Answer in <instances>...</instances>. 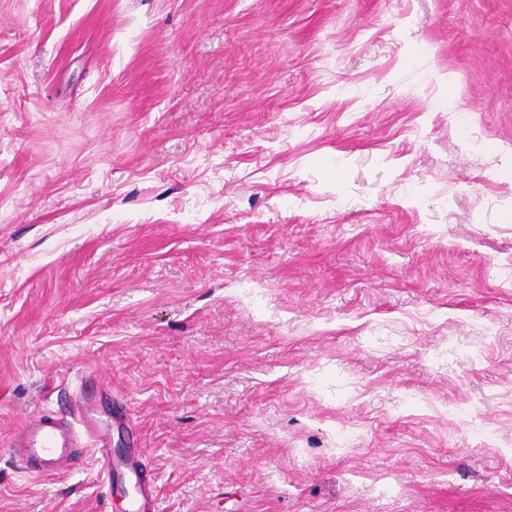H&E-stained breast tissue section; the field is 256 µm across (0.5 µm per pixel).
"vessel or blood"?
<instances>
[{"instance_id": "1", "label": "vessel or blood", "mask_w": 512, "mask_h": 512, "mask_svg": "<svg viewBox=\"0 0 512 512\" xmlns=\"http://www.w3.org/2000/svg\"><path fill=\"white\" fill-rule=\"evenodd\" d=\"M93 400L84 383H77L69 415L45 411L27 422L12 438L14 456L27 470L42 475L72 465L90 443L98 454L102 474L112 477L115 464L110 438L91 411ZM130 466L141 489L139 498L131 504V512H160L158 499L147 483L145 466L135 459Z\"/></svg>"}]
</instances>
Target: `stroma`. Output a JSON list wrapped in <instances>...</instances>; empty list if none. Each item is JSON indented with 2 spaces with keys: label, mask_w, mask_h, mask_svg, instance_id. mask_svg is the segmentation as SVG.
Masks as SVG:
<instances>
[{
  "label": "stroma",
  "mask_w": 512,
  "mask_h": 512,
  "mask_svg": "<svg viewBox=\"0 0 512 512\" xmlns=\"http://www.w3.org/2000/svg\"><path fill=\"white\" fill-rule=\"evenodd\" d=\"M88 371L162 512H512V0H0V512Z\"/></svg>",
  "instance_id": "obj_1"
}]
</instances>
